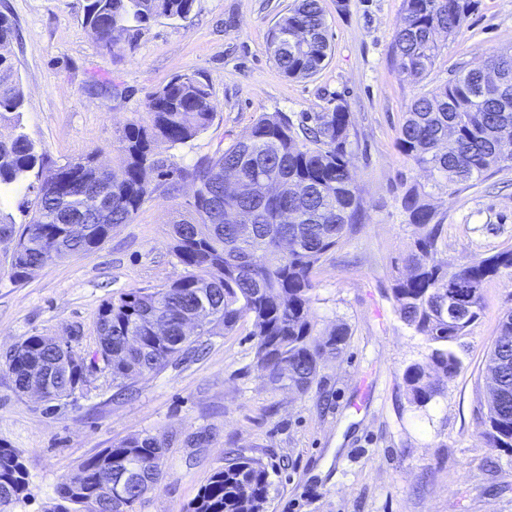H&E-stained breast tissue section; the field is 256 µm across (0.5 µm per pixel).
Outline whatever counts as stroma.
Listing matches in <instances>:
<instances>
[{"mask_svg": "<svg viewBox=\"0 0 512 512\" xmlns=\"http://www.w3.org/2000/svg\"><path fill=\"white\" fill-rule=\"evenodd\" d=\"M294 0H195L187 18H156L104 54L82 23L85 0H0L16 28L9 50L24 91L25 131L59 164L97 152L118 160L126 124L148 119L149 94L177 75L207 82L213 120L174 148L179 166L214 156L263 114L325 112L344 101L360 159L354 180L367 218L315 269L312 315L348 324L341 354L304 394L265 384L250 322L198 340L182 356L118 392L108 372L58 401L53 412L19 394L0 366V446L17 449L27 473L7 512H48L57 488L88 457L149 434L166 445L161 476L135 512H186L229 452L262 459L272 487L266 512H512V448L482 436L486 358L512 281L487 283L486 309L455 345L458 374L426 407L412 404L403 374L428 344L399 318L392 285L413 243L399 198L424 181L399 152V127L419 87L390 62L402 0H322L332 51L308 78L285 76L268 33ZM428 86L512 47V0H477L458 32L440 40ZM133 220L97 248L49 263L21 282L0 246V353L31 335L68 337L92 356L96 318L110 297L178 278L171 226L188 214L191 183L177 194L158 184ZM432 204L443 226L437 258L465 264L512 247V169L451 187Z\"/></svg>", "mask_w": 512, "mask_h": 512, "instance_id": "obj_1", "label": "stroma"}]
</instances>
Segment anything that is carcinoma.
I'll list each match as a JSON object with an SVG mask.
<instances>
[{"label":"carcinoma","mask_w":512,"mask_h":512,"mask_svg":"<svg viewBox=\"0 0 512 512\" xmlns=\"http://www.w3.org/2000/svg\"><path fill=\"white\" fill-rule=\"evenodd\" d=\"M194 0H85L83 22L112 49L132 31L158 17L182 18ZM474 0H403L402 16L391 41L394 67L410 82L429 75L440 47L439 35H454ZM272 57L285 76L311 77L324 66L331 46L321 0H296L269 35ZM208 84L179 75L152 92L147 125L127 124L118 138L120 162L110 170L94 157L64 164L73 179L57 185L59 165L23 132L24 93L14 63L0 55V123L16 133L0 139V199L21 189L34 194L29 220L17 225L0 209V243L12 244L11 274L22 281L36 269L99 246L107 227L125 224L149 194L147 175H177L195 187L191 218L172 225V253L181 275L153 291L135 289L105 300L97 314L99 349L60 374L51 401L67 399L88 386L99 356L112 384L128 390L146 372L164 369L192 349L182 325L200 309L210 318L197 336L217 326L234 331L248 320L255 359L266 383L305 393L324 364L345 348L344 323L321 332L311 317L315 301L313 270L365 220L353 179L358 148L353 146L350 112L339 101L329 112L301 115L299 123L283 112L262 115L241 138L191 169L178 166L169 150L208 129L213 112ZM512 50L485 57L483 68L461 70L440 86L414 96L399 128V152L429 173L424 184L410 185L400 200L415 239L404 257L407 274L394 280L392 294L401 321L426 338V360L403 374L410 401L426 406L443 393L461 361L458 340L485 309L484 286L494 278L512 279V248L465 265L435 258L443 225L435 222L431 197L450 186H469L512 168ZM109 210L100 224L96 212ZM475 288L473 309L448 318V291ZM26 354L5 360L15 389L27 383L33 360L68 357L51 338L24 339ZM512 358V315L502 320L487 356L488 370L499 356ZM499 369V368H497ZM483 436L491 448H512V364L486 384ZM164 443L149 435L122 439L86 460L57 488L61 503L48 512H134L135 504L161 472ZM136 463L137 480L126 497L113 499L99 473ZM27 473L19 453L0 447V507L20 500ZM272 482L268 465L237 455L211 475L188 512H265Z\"/></svg>","instance_id":"obj_1"}]
</instances>
